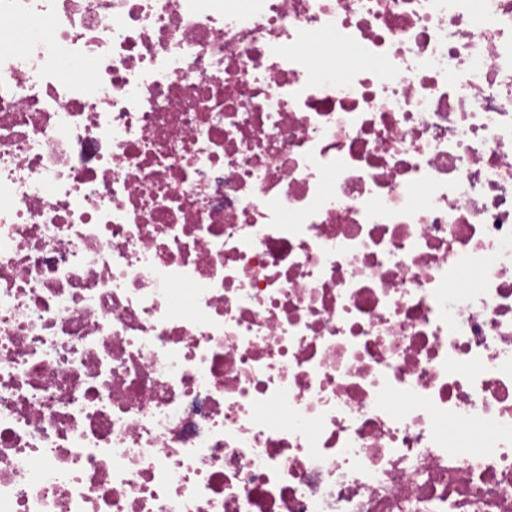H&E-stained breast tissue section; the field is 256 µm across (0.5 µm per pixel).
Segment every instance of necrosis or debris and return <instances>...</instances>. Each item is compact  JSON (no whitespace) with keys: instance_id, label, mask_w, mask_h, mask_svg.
Returning a JSON list of instances; mask_svg holds the SVG:
<instances>
[{"instance_id":"4bbe7bcc","label":"necrosis or debris","mask_w":512,"mask_h":512,"mask_svg":"<svg viewBox=\"0 0 512 512\" xmlns=\"http://www.w3.org/2000/svg\"><path fill=\"white\" fill-rule=\"evenodd\" d=\"M0 32V512H512V0Z\"/></svg>"}]
</instances>
